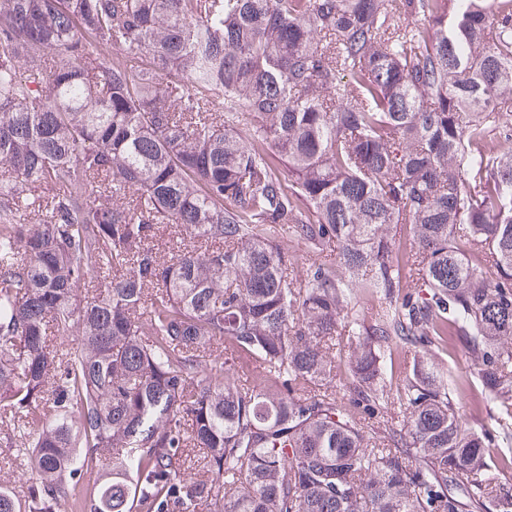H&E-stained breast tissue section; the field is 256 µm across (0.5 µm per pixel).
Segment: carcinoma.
<instances>
[{"mask_svg":"<svg viewBox=\"0 0 512 512\" xmlns=\"http://www.w3.org/2000/svg\"><path fill=\"white\" fill-rule=\"evenodd\" d=\"M498 136L512 0H0V512H512ZM409 344L404 341L393 340L389 344V350H387L386 360L388 366V380H391L392 388L395 390L396 384L399 382L400 371L403 367L404 360L407 357ZM432 361L439 368L448 370V380H453L454 385L462 376L469 375L464 354L460 350L451 353L439 351Z\"/></svg>","mask_w":512,"mask_h":512,"instance_id":"cac0c4a2","label":"carcinoma"}]
</instances>
